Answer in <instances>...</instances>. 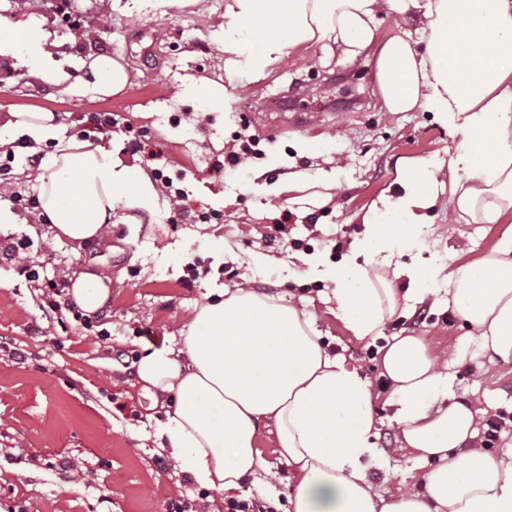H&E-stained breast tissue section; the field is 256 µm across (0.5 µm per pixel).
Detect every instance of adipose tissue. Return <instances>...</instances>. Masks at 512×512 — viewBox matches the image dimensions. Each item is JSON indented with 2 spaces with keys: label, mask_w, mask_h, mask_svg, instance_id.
Masks as SVG:
<instances>
[{
  "label": "adipose tissue",
  "mask_w": 512,
  "mask_h": 512,
  "mask_svg": "<svg viewBox=\"0 0 512 512\" xmlns=\"http://www.w3.org/2000/svg\"><path fill=\"white\" fill-rule=\"evenodd\" d=\"M407 0H224L216 32L224 71L260 77L299 48L347 63L375 50L386 111L438 114L456 140L446 155L455 178L440 192L439 167L414 159L399 196L379 199L350 252L326 268L305 258L308 277L331 285L338 317L359 338L380 335L401 298L423 300L441 269L435 257L406 268L405 295L371 265L391 266L424 233L426 212L447 198L453 214L496 224L512 213V0H424L418 32L375 47L382 11L405 12ZM424 50H417L418 41ZM52 33L35 16H0V59L67 96L110 97L132 84L108 55L63 67ZM55 141L38 168V219L76 244L100 239L116 202L141 209L157 196L146 173L117 160L110 146L64 137L51 112L8 110L0 145ZM102 273H85L70 295L84 312L105 305ZM448 306L477 333L490 360H512V235L487 256L448 277ZM396 407L400 449L435 460L420 492L380 497L368 476L376 429L373 392L320 344L305 312L243 288H215L196 306L181 348L146 352L136 374L150 393L173 395L164 431L168 456L217 493L267 472L259 426L275 429L277 452L293 470L290 512H512V461L467 447L476 431L472 402L457 398L452 378L417 336H398L381 359Z\"/></svg>",
  "instance_id": "obj_1"
}]
</instances>
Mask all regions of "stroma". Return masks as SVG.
<instances>
[{
	"instance_id": "35a3bbf8",
	"label": "stroma",
	"mask_w": 512,
	"mask_h": 512,
	"mask_svg": "<svg viewBox=\"0 0 512 512\" xmlns=\"http://www.w3.org/2000/svg\"><path fill=\"white\" fill-rule=\"evenodd\" d=\"M112 2L71 0L68 23L55 0H7V16L33 12L45 21L60 58L105 53L137 79L119 96L68 97L7 60L0 64V117L10 107L52 112L73 136L81 115L111 114L115 157L140 166L132 140L143 132L146 145L163 149L167 173H190L189 198L180 207L165 192L146 209L116 203L107 234L81 246L31 210H19V223L0 231V512H169L185 499L196 512H214L221 496L287 512L288 466L268 425L260 427L258 448L275 483L259 475L242 491L217 495L162 463L159 427L172 400L145 391L135 372L147 348L179 343L208 289L233 287L246 272L250 290L292 301L311 318L323 347L370 381L377 425L368 475L377 493L421 490L431 468L394 452L395 408L375 352L396 336H418L430 352L452 353L453 390L479 412L473 447H482L490 416L502 413L509 422L491 453L512 456V362L489 361L473 328L429 299L406 301L380 336L357 338L337 317L330 291L305 276L300 261L319 252L333 264L348 253L364 234L362 214L399 191L409 161L442 159L449 129L431 112L386 111L374 62L365 57L323 65L308 47L264 77L226 75L213 29L224 0H195L164 14L150 0L125 10ZM187 75L225 85L228 111L206 114L200 102L181 98ZM249 135L259 141V157L246 161L243 179L222 177L217 160ZM325 175L334 185L329 205L297 202V187L316 193ZM285 213L288 234L280 239L274 225ZM510 234L512 215L471 224L449 220L437 207L399 261L410 266L433 255L453 270ZM28 262L39 281L23 273ZM89 270L111 279L110 301L92 316L109 332L106 340L74 321L70 294L59 298L64 311L40 306V281Z\"/></svg>"
}]
</instances>
